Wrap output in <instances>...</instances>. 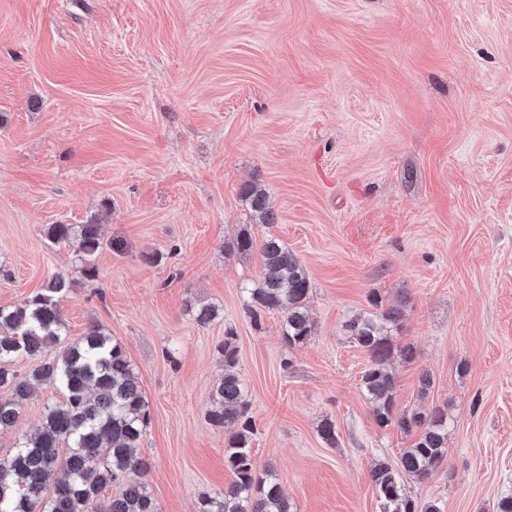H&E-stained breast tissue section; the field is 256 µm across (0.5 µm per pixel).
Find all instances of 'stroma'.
Masks as SVG:
<instances>
[{"mask_svg":"<svg viewBox=\"0 0 512 512\" xmlns=\"http://www.w3.org/2000/svg\"><path fill=\"white\" fill-rule=\"evenodd\" d=\"M248 182L276 224L255 223ZM53 224L101 225L95 280ZM246 227L309 274L302 346L281 312H245L262 256L226 246ZM57 273L63 343L99 324L134 367L160 512L231 481L207 417L229 326L257 475L293 512H380L371 470L415 437L379 428L360 388L347 326L373 292L407 304L397 406L448 418L447 465L405 479L408 495L497 512L512 496V0H0V307ZM201 304L218 318L198 324ZM61 398L37 388L0 458Z\"/></svg>","mask_w":512,"mask_h":512,"instance_id":"stroma-1","label":"stroma"}]
</instances>
